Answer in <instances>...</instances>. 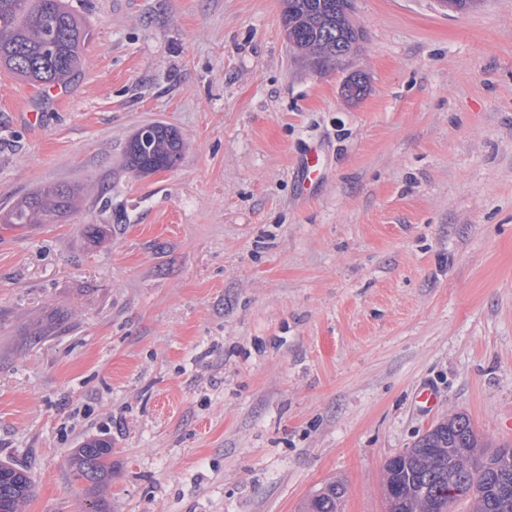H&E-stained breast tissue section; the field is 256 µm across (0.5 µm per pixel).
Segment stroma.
Segmentation results:
<instances>
[{
    "instance_id": "obj_1",
    "label": "stroma",
    "mask_w": 512,
    "mask_h": 512,
    "mask_svg": "<svg viewBox=\"0 0 512 512\" xmlns=\"http://www.w3.org/2000/svg\"><path fill=\"white\" fill-rule=\"evenodd\" d=\"M67 4L91 30L75 81L0 70V208L96 188L0 223L21 512H88L67 459L90 439L107 512H302L329 481L341 512H385V461L449 413L512 446V0H353L362 38L321 68L283 0ZM149 123L184 149L143 175L125 150ZM91 194L88 187L56 184L39 188L1 209L0 221L5 224H55L82 204Z\"/></svg>"
}]
</instances>
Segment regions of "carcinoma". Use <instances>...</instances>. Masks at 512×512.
<instances>
[{"instance_id":"obj_1","label":"carcinoma","mask_w":512,"mask_h":512,"mask_svg":"<svg viewBox=\"0 0 512 512\" xmlns=\"http://www.w3.org/2000/svg\"><path fill=\"white\" fill-rule=\"evenodd\" d=\"M285 22L302 30V53L321 65L336 61V39L356 29L336 27L337 0H284ZM89 31L65 0H0V68L34 86L67 85L82 64ZM178 132L164 124L149 137L131 138L127 165L142 174L175 167L182 158ZM91 194L87 187L56 184L39 188L0 212L5 224H55ZM483 447L469 417L448 415L412 447L383 466L387 512H452L455 502L472 501L473 512H512V448L477 455ZM112 447L89 441L70 460L73 480L88 490L112 481ZM32 480L24 468L0 463V512H18L29 499ZM342 484L322 486L305 512H340Z\"/></svg>"}]
</instances>
